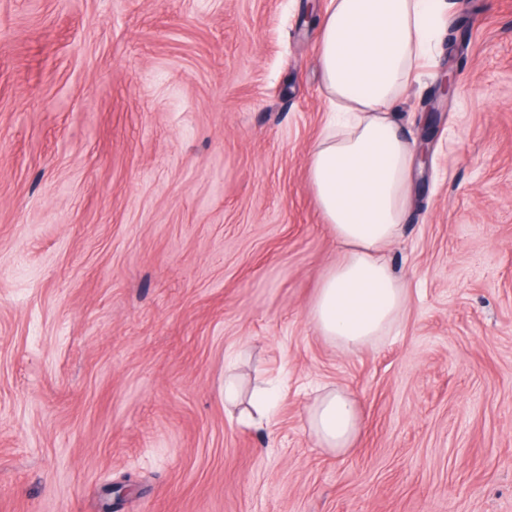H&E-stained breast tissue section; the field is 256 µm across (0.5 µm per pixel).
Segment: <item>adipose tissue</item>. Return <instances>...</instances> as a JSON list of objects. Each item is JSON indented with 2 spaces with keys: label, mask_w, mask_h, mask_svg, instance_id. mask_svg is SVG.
Returning a JSON list of instances; mask_svg holds the SVG:
<instances>
[{
  "label": "adipose tissue",
  "mask_w": 512,
  "mask_h": 512,
  "mask_svg": "<svg viewBox=\"0 0 512 512\" xmlns=\"http://www.w3.org/2000/svg\"><path fill=\"white\" fill-rule=\"evenodd\" d=\"M446 0H331L322 16L318 65L337 120L315 142L308 175L328 231L342 248L324 275L309 318L327 341L355 352L387 336L410 293L386 258L411 206L414 145L393 110L428 58ZM263 390L243 398L224 379V406L270 423ZM320 447L343 453L364 430L360 403L323 388L307 412Z\"/></svg>",
  "instance_id": "adipose-tissue-1"
}]
</instances>
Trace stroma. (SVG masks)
Listing matches in <instances>:
<instances>
[{"label": "stroma", "instance_id": "obj_1", "mask_svg": "<svg viewBox=\"0 0 512 512\" xmlns=\"http://www.w3.org/2000/svg\"><path fill=\"white\" fill-rule=\"evenodd\" d=\"M310 3L0 0V512H512V0L450 10L398 106L411 301L356 352L307 316L340 256ZM230 367L280 385L269 427ZM324 386L348 452L307 430ZM309 429L321 448L343 453L364 430L360 403L350 395L324 387L307 412Z\"/></svg>", "mask_w": 512, "mask_h": 512}]
</instances>
